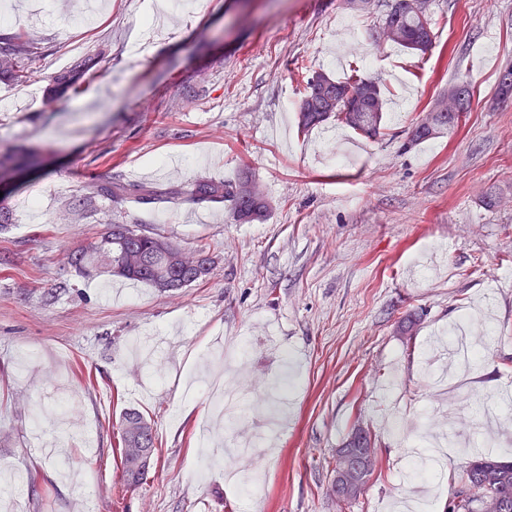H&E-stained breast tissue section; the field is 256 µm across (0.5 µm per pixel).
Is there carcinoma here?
<instances>
[{
	"label": "carcinoma",
	"mask_w": 512,
	"mask_h": 512,
	"mask_svg": "<svg viewBox=\"0 0 512 512\" xmlns=\"http://www.w3.org/2000/svg\"><path fill=\"white\" fill-rule=\"evenodd\" d=\"M418 10L403 6V0H389L382 26L387 28L386 39L407 50L424 53L433 44L428 0H417ZM41 54V47L22 31L0 36V79L26 83L32 76V63ZM106 50L99 48L79 57L63 71L51 76L46 101L52 103L69 91H78L80 85L100 73L99 64ZM455 106L469 110L474 96L470 82L462 81L448 89ZM385 101L380 83L375 80L352 79L338 82L322 71H315L307 78L305 94L297 110V127L307 132L330 119L349 127L356 134L374 139L383 129ZM447 129L456 127L452 114L438 112L435 116L420 118L412 124L408 144H418L436 138L427 128L429 119ZM41 164L35 155L14 149L0 152V183ZM250 172L243 171L233 180L199 179L190 185L172 183L164 188L151 184L128 183L112 177L92 185L93 194L114 202L137 204L167 203L180 205H219L231 203L232 217L237 223L253 211L262 208L256 200L236 192L242 179ZM107 265L108 272L116 277L146 283L160 291L169 292L185 288L203 279L209 268L199 270L183 265V249L170 238L158 234H136L122 224H113L99 239L71 253L70 266L87 272L94 261ZM140 432L143 447L150 457L157 455L154 426L135 409L123 412L120 424L119 454L122 479L126 486L135 487L147 476L148 468L130 460L129 449L135 446L132 431ZM478 483L484 486L485 496L470 498L466 486ZM446 512H512V460L502 461L489 451L476 450L473 460L463 471L458 486L446 507Z\"/></svg>",
	"instance_id": "1"
}]
</instances>
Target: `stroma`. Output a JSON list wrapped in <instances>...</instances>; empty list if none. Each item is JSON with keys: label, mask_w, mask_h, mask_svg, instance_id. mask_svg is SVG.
Wrapping results in <instances>:
<instances>
[{"label": "stroma", "mask_w": 512, "mask_h": 512, "mask_svg": "<svg viewBox=\"0 0 512 512\" xmlns=\"http://www.w3.org/2000/svg\"><path fill=\"white\" fill-rule=\"evenodd\" d=\"M30 2L0 0V35L21 29L45 49L29 82L0 81V151L43 157L0 197L12 213L0 226V499L13 512H390L416 484V425L443 419L459 442L431 491L444 512L486 446L487 408L512 414L497 402L512 388V98L497 89L512 67V0H430L423 54L380 40L387 0L354 12L343 0H105L89 22L83 0H50L34 19ZM346 15L358 42L336 23ZM101 46L100 76L46 110L47 77ZM316 71L384 90L383 136L340 163L322 142L351 129L295 123ZM462 79L474 98L455 132L405 148L429 100ZM244 169L273 203L265 222L89 194L111 176L164 186ZM112 220L206 250L210 274L174 293L102 265L79 275L72 251ZM414 311L420 325L402 336ZM461 323L488 351L454 406L422 362ZM219 349L242 395L231 419L204 386ZM130 408L161 450L136 488L118 451ZM265 409L274 453L225 481L201 426L229 446ZM357 422L376 434L383 473L340 506L333 454Z\"/></svg>", "instance_id": "1"}]
</instances>
